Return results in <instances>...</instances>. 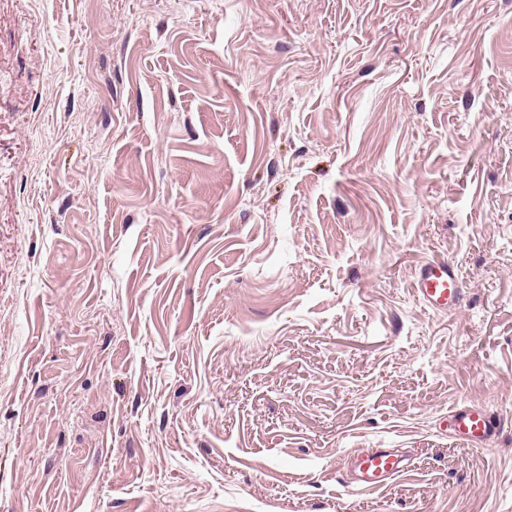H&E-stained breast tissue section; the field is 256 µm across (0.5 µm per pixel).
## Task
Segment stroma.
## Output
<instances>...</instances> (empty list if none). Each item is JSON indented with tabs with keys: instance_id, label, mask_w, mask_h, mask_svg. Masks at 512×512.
Listing matches in <instances>:
<instances>
[{
	"instance_id": "stroma-1",
	"label": "stroma",
	"mask_w": 512,
	"mask_h": 512,
	"mask_svg": "<svg viewBox=\"0 0 512 512\" xmlns=\"http://www.w3.org/2000/svg\"><path fill=\"white\" fill-rule=\"evenodd\" d=\"M0 512H512V0H0ZM462 289L457 267L448 261L428 262L419 268L416 291L432 309L456 306L461 300ZM500 429V422L483 409L461 407L448 414V434L472 446L485 445ZM351 463L357 473L356 482L363 488L384 485L408 470L409 462L390 448H362L355 451Z\"/></svg>"
}]
</instances>
